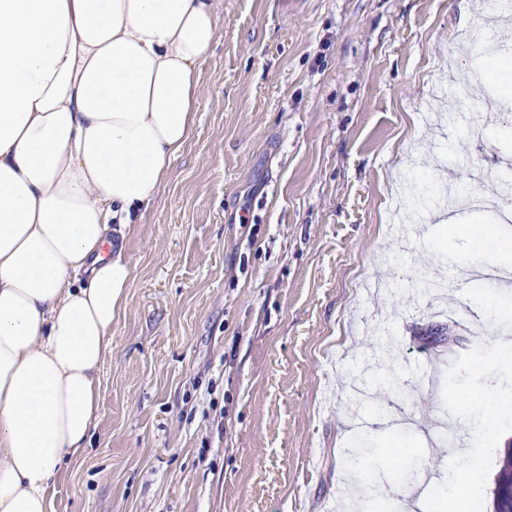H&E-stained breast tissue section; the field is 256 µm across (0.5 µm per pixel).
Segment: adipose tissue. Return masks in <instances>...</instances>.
Returning <instances> with one entry per match:
<instances>
[{
    "mask_svg": "<svg viewBox=\"0 0 512 512\" xmlns=\"http://www.w3.org/2000/svg\"><path fill=\"white\" fill-rule=\"evenodd\" d=\"M222 0H0V512H54Z\"/></svg>",
    "mask_w": 512,
    "mask_h": 512,
    "instance_id": "obj_1",
    "label": "adipose tissue"
}]
</instances>
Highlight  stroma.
I'll use <instances>...</instances> for the list:
<instances>
[{
	"label": "stroma",
	"instance_id": "1",
	"mask_svg": "<svg viewBox=\"0 0 512 512\" xmlns=\"http://www.w3.org/2000/svg\"><path fill=\"white\" fill-rule=\"evenodd\" d=\"M192 134L154 204L125 231L133 268L112 326L98 419L67 464L55 512H345L346 450L362 424L386 446L373 473L413 459L422 484L462 448L484 464L493 512L512 447V359L497 350L512 283L463 278L475 225L500 238L512 188V111L488 112L474 39L492 0H223ZM464 110H457V102ZM488 175L490 202L425 218L413 251L395 228L407 182L455 192ZM421 270L427 295L391 292ZM458 324L456 350L420 336ZM403 394L375 388L376 354ZM397 400L378 425L353 388ZM491 411V431L468 418Z\"/></svg>",
	"mask_w": 512,
	"mask_h": 512
}]
</instances>
